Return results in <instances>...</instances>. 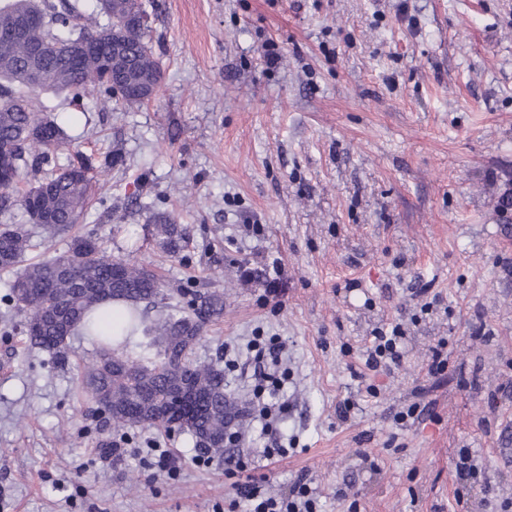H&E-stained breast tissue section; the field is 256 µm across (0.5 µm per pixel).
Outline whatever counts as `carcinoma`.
I'll return each mask as SVG.
<instances>
[{"instance_id":"obj_1","label":"carcinoma","mask_w":512,"mask_h":512,"mask_svg":"<svg viewBox=\"0 0 512 512\" xmlns=\"http://www.w3.org/2000/svg\"><path fill=\"white\" fill-rule=\"evenodd\" d=\"M104 16L109 22L101 21ZM3 24L13 35L0 40V269H11L31 247L21 223L48 213L53 223L43 230L51 233L78 223L88 208L89 160L77 152L56 170V153L70 142L66 126L87 118L85 100L94 96L104 106L138 108L158 91L162 70L143 0H0ZM86 40L97 48L76 57L74 47ZM38 90L64 94L74 111L61 121L48 107L36 108ZM29 173L41 178L20 194L16 185ZM153 224L162 248L177 254L187 228L163 213L153 216ZM31 292L44 303L25 323L32 344L61 362L70 352L68 334L79 331L99 346L83 380L115 432L174 427L204 453L224 455L227 428L243 416L242 406L226 393L221 360L193 357L206 325L224 314V294L192 293L152 318L148 309L172 298L156 273L107 256L84 237L73 239L67 253L23 270L11 284L14 307L27 310ZM106 299L127 308L118 321L102 326L87 313ZM182 380L191 386L195 413L175 425L166 408Z\"/></svg>"}]
</instances>
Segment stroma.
Instances as JSON below:
<instances>
[{
	"mask_svg": "<svg viewBox=\"0 0 512 512\" xmlns=\"http://www.w3.org/2000/svg\"><path fill=\"white\" fill-rule=\"evenodd\" d=\"M146 3L156 95L93 108L59 153L118 141L125 162L96 170L79 224L28 225L25 262L91 236L167 291L222 293L194 356L231 351L228 389L252 404L248 341L285 343L288 453L264 458L253 410L223 458L198 464L189 434L150 428L102 467L114 432L81 378L97 346L72 337L63 363L30 345L0 272V512H245L242 456L267 493L307 483L314 512H512V224L496 209L512 178V0ZM156 212L189 227L178 256ZM395 325L402 365L368 371L366 347ZM417 402L431 415L410 414ZM463 448L482 476L462 488Z\"/></svg>",
	"mask_w": 512,
	"mask_h": 512,
	"instance_id": "stroma-1",
	"label": "stroma"
}]
</instances>
